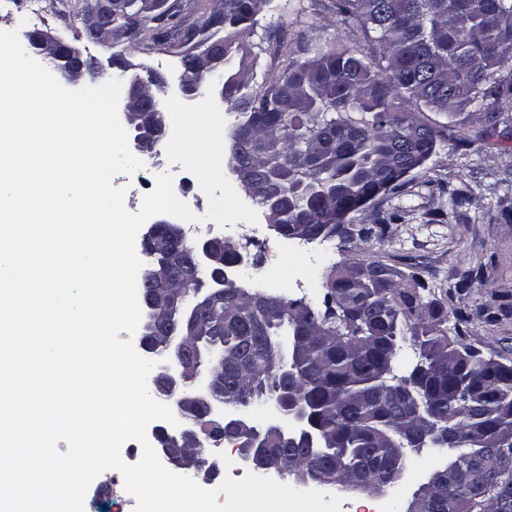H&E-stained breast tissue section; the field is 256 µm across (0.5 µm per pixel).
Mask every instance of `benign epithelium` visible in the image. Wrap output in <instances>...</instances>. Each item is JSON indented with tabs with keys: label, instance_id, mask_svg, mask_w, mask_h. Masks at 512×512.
<instances>
[{
	"label": "benign epithelium",
	"instance_id": "1",
	"mask_svg": "<svg viewBox=\"0 0 512 512\" xmlns=\"http://www.w3.org/2000/svg\"><path fill=\"white\" fill-rule=\"evenodd\" d=\"M118 14L112 0H96L95 6L86 14L85 22L90 27L95 42L112 44V32L122 31L130 35L126 26L118 27L112 19ZM26 37L36 44L38 53L45 55L50 62L65 54L71 61L69 68L61 75L69 82L95 83L101 76L118 74L125 80V98L123 116L126 124L138 132L135 138L137 148L150 153V158L158 157L154 152V138L165 133L167 115L160 94L167 92L169 81L165 74L156 71L142 76L130 74L131 63L126 56L113 54L102 64L98 59L85 55L79 48L65 43L50 32L33 30ZM211 53L197 57L193 68L184 69L178 79L175 92L189 103L196 100L191 92L192 73L201 71L211 64ZM186 237L178 224L159 220L149 226L143 235L142 248L162 259L161 268L168 269L173 258L183 259L184 267L202 269L207 277L200 280L195 290L197 308L193 316V332L216 334L224 332V314L220 311L224 305V295L213 288L206 287L207 278L214 276L224 279V262L219 260L218 249L224 246L222 238L214 237L200 240L190 253H182ZM190 281L177 276H165L160 287L151 292L141 293V305L157 329L151 336L139 337L142 356L159 361L153 369L151 378L152 393L159 395L158 388L164 384L169 388L170 407L183 423L178 427L161 429L157 426L151 431L154 440L153 449L166 466L190 473L196 477L203 475L213 479L219 474L217 465L204 456L200 448L199 430L189 417L190 406L198 405L205 412L212 413L224 406V399L217 393L224 389V371L217 365L209 371L201 372L203 365L202 339L168 332V323L178 312L188 296ZM225 426L212 434V441L224 439V429L235 433L238 457L253 470L289 472L288 463H271L264 455L260 444L262 430L243 413L224 415ZM268 429L279 431L290 442L298 440L311 448L322 447L321 439L305 426V414L301 406L296 405L287 412H281L279 418L266 425Z\"/></svg>",
	"mask_w": 512,
	"mask_h": 512
}]
</instances>
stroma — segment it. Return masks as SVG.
Segmentation results:
<instances>
[{
  "label": "stroma",
  "instance_id": "1",
  "mask_svg": "<svg viewBox=\"0 0 512 512\" xmlns=\"http://www.w3.org/2000/svg\"><path fill=\"white\" fill-rule=\"evenodd\" d=\"M288 0H269L257 17L251 34L242 41L257 57L258 69H266L276 59L275 41L266 39L264 27L275 22L284 12ZM47 19L46 31L79 47L85 54L106 60L110 52L126 55L133 63L167 74L177 80L181 71L183 45L161 47L155 43V23L144 19L136 40L116 36L111 47L89 41L82 18L77 13V0H38ZM309 23L306 36L339 34L351 48L369 52L370 35L359 26L344 25L328 0H300ZM485 111L499 112L505 123L485 128L478 114L467 112L461 120L472 131L468 146L456 147L441 143L416 181L434 179L449 187L465 188L472 197L471 205L463 208L452 223L436 224L420 216L408 224H391L386 239L367 244L357 239L333 238L306 242L279 235L267 219L256 224L257 242L240 246L244 262L233 278L241 287L261 293L271 287L262 275L265 266H273L280 277H287L295 265H304L308 284L298 288L288 286L284 296L321 303L324 275L332 265L351 258L386 259L390 264L416 272L426 282L432 297L444 294L449 282L463 270L481 268L479 282L453 302L447 310L461 309L470 315L467 341L484 356L512 359V314L488 321V314L497 313L499 304L512 305V224L496 221L497 212L512 208V102L487 100ZM447 461V455L436 448H423L409 453L408 464L399 480L384 494L348 491L344 497L351 503L375 502L378 497L393 499L396 512H405L414 492L430 474ZM135 504L122 486L113 484L111 472L101 473L89 486L84 499V512H134Z\"/></svg>",
  "mask_w": 512,
  "mask_h": 512
}]
</instances>
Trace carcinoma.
Listing matches in <instances>:
<instances>
[{
    "instance_id": "obj_1",
    "label": "carcinoma",
    "mask_w": 512,
    "mask_h": 512,
    "mask_svg": "<svg viewBox=\"0 0 512 512\" xmlns=\"http://www.w3.org/2000/svg\"><path fill=\"white\" fill-rule=\"evenodd\" d=\"M266 0H224L199 30L182 32L172 10L158 43L184 35L192 57L216 44L217 64L198 80L206 95L223 71L230 125L229 164L244 193L264 209L276 231L300 227L315 240L334 237L384 241L390 224H406L414 209L395 206L372 224H336L348 206L392 172L423 167L438 144H465L457 126L463 112L484 102L512 101V0H332L346 25L372 33L378 61H368L339 35H299L286 48L277 78L257 80L253 68L229 67L233 48ZM224 35H219V32ZM438 190H432L433 186ZM429 194L449 195L451 210L428 212L445 223L471 203L463 189L426 180ZM362 258L331 267L323 308L278 295L276 311L253 305L255 293L224 280V336L205 340L224 351V402L233 408L274 404L283 393L304 399L333 452L318 456L303 444L268 432L269 456L285 455L317 466L319 483L355 489L372 477L387 487L420 446L451 451L448 466L457 487L427 512H512V360L485 358L467 343L458 310L448 324L444 301L423 295L415 274ZM466 270L446 292L454 296L480 280ZM300 336L303 354L280 365L279 347ZM407 343L417 361L393 373Z\"/></svg>"
}]
</instances>
